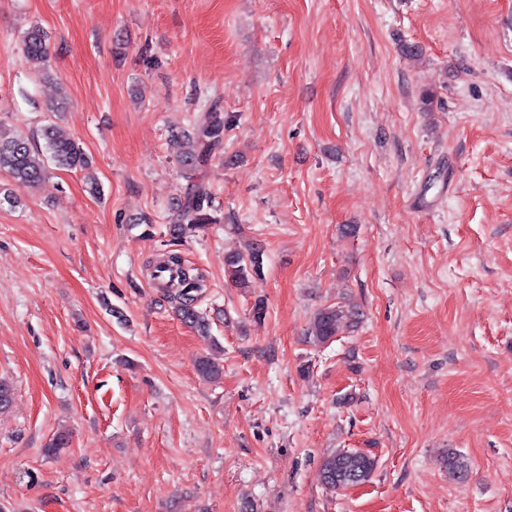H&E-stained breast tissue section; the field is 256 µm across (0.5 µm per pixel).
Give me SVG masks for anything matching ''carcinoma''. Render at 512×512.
<instances>
[{"instance_id":"cac0c4a2","label":"carcinoma","mask_w":512,"mask_h":512,"mask_svg":"<svg viewBox=\"0 0 512 512\" xmlns=\"http://www.w3.org/2000/svg\"><path fill=\"white\" fill-rule=\"evenodd\" d=\"M23 52L32 60H47V34L39 27L29 28L22 39ZM237 123V115L226 112L220 102L213 101L200 112L189 129L172 133L179 144L183 177L188 181L182 194L172 199L175 214L173 223L166 225L165 235L181 240L189 233L202 230L210 224L224 223L221 210L215 205L212 193L201 178L216 155L224 149V134ZM46 149L56 164L68 170H87L91 160L75 140L62 136L49 123L42 129ZM0 169H5L19 184L32 185L45 175L40 154L21 135H7L0 131ZM264 250L261 244L251 242L242 250L224 256V269L231 282L244 288L254 276L263 271ZM151 279L167 293L172 312L184 325L209 340L211 349H221L211 336L208 316L198 308L204 288L202 276L177 253H160L150 265ZM362 313L353 304L336 303L318 309L312 316L306 332V342L322 347L335 340L342 328L352 329L360 323ZM197 374L215 381L223 374V365L212 356H202L196 362ZM377 466L376 458L357 449H339L323 459L319 480L329 489L345 490L368 482Z\"/></svg>"}]
</instances>
